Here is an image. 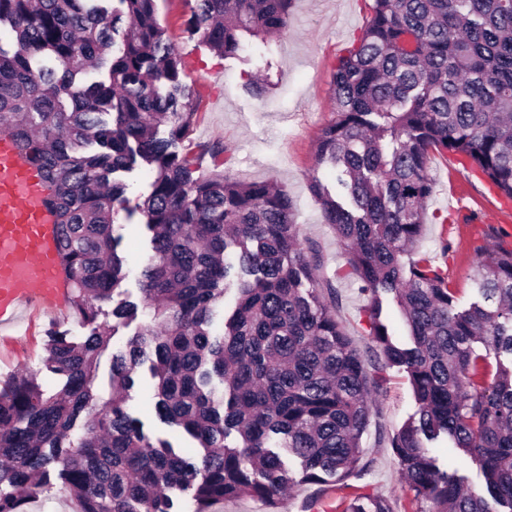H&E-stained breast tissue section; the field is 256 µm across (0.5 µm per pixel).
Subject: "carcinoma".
Returning a JSON list of instances; mask_svg holds the SVG:
<instances>
[{"label":"carcinoma","mask_w":512,"mask_h":512,"mask_svg":"<svg viewBox=\"0 0 512 512\" xmlns=\"http://www.w3.org/2000/svg\"><path fill=\"white\" fill-rule=\"evenodd\" d=\"M0 0V132L44 171L61 224L72 306L91 326L51 334L45 369L0 387V512H23L40 479H58L78 512H194L249 494L274 506L288 485H345L364 457L371 379L308 257L288 193L264 181L198 174L224 148L186 145L196 123L178 52L156 0ZM190 25L237 57L246 40L283 34L294 0H194ZM48 55L55 66L33 69ZM108 67V80L84 82ZM334 119L316 158L337 172L310 191L346 251L383 367L408 377L415 412L391 440L413 500L430 512H512V249L480 245L477 298L460 309L439 267L411 255L433 193L430 154L465 156L512 200V0H373L370 19L333 74ZM112 116V121L103 115ZM167 134L157 136L160 126ZM97 144L102 151L78 149ZM153 173L141 212L150 253L139 286L149 320L112 354V396L94 393L116 332L97 319L126 278L116 233L118 171ZM235 305L214 331L229 289ZM397 304L409 342L382 319ZM150 362L156 410L204 453L156 443L128 412L134 374ZM445 440L478 468L489 497L443 468ZM301 461L293 475L282 453ZM345 512H394L356 493Z\"/></svg>","instance_id":"cac0c4a2"}]
</instances>
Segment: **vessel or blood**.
Returning <instances> with one entry per match:
<instances>
[{
	"label": "vessel or blood",
	"mask_w": 512,
	"mask_h": 512,
	"mask_svg": "<svg viewBox=\"0 0 512 512\" xmlns=\"http://www.w3.org/2000/svg\"><path fill=\"white\" fill-rule=\"evenodd\" d=\"M41 169L0 134V333L22 313L66 307L70 281L61 263L59 226Z\"/></svg>",
	"instance_id": "vessel-or-blood-1"
}]
</instances>
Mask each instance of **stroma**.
<instances>
[{"instance_id": "35a3bbf8", "label": "stroma", "mask_w": 512, "mask_h": 512, "mask_svg": "<svg viewBox=\"0 0 512 512\" xmlns=\"http://www.w3.org/2000/svg\"><path fill=\"white\" fill-rule=\"evenodd\" d=\"M370 5L371 0H295L285 35L265 44L249 40L240 57L227 58L191 32V0L157 2L160 21L181 57L182 80L193 92V140L223 143L225 175L244 182H274L288 192L301 239L319 258L316 277L332 289L336 318L369 368L377 357L364 313L366 298L354 278L346 276L345 253L332 226L325 224L309 184L315 177L329 186L335 183V171L318 165L316 145L333 117L331 79L337 60L365 28ZM429 173L435 191L427 205L420 251L443 269L458 305L465 306L476 296L475 246L489 241L512 248V220L498 215L494 192L463 156L433 157ZM118 178L125 186L126 209L117 222L123 227L120 251L127 260V277L114 298L138 304L143 299L138 285L141 262L149 244L136 227L143 220L140 207L152 191V178L143 168L119 173ZM34 321L32 336L18 341L15 355L0 359V384L34 372L51 393L62 381L43 365L47 329L60 325L79 340L89 327L72 312L42 313ZM385 376L362 438L366 467L348 483L351 492L390 500L396 512H417L390 447L394 432L416 409L414 395L403 371L389 368ZM135 380L128 408L144 432L169 441L183 455H197L195 443L183 430L157 414L147 367L138 368ZM342 497V490L333 486L322 495L316 485L296 483L278 507L244 494L215 502L212 512H342Z\"/></svg>"}]
</instances>
